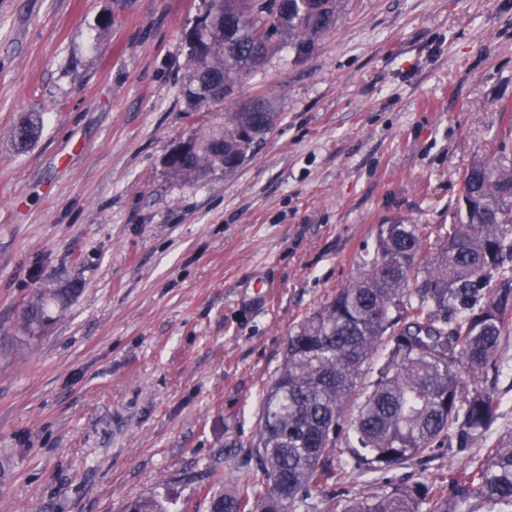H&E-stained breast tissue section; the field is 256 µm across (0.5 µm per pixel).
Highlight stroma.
<instances>
[{"label": "stroma", "mask_w": 512, "mask_h": 512, "mask_svg": "<svg viewBox=\"0 0 512 512\" xmlns=\"http://www.w3.org/2000/svg\"><path fill=\"white\" fill-rule=\"evenodd\" d=\"M203 0H0V512H208L210 471L257 478L262 393L289 336L396 219L460 217L465 172L512 158V0H336L314 49L272 53L235 97L279 120L232 177L166 158L223 111L191 107ZM40 136L18 150L29 115ZM76 294L14 343L31 294ZM479 386L512 431V335ZM488 440L310 498L379 494Z\"/></svg>", "instance_id": "stroma-1"}]
</instances>
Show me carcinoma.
Segmentation results:
<instances>
[{
    "label": "carcinoma",
    "mask_w": 512,
    "mask_h": 512,
    "mask_svg": "<svg viewBox=\"0 0 512 512\" xmlns=\"http://www.w3.org/2000/svg\"><path fill=\"white\" fill-rule=\"evenodd\" d=\"M204 0L202 26L188 35L190 70L184 94L194 107L234 98L282 44L308 53L336 22V0ZM278 113L266 101L234 104L224 122L191 136L192 149L168 164L192 178L234 175L272 133ZM42 118L23 121L24 149ZM464 213L456 224L395 220L379 228L373 258L288 339L282 363L263 392L259 434L249 456L265 480L237 483L210 501V512H308L313 490L336 475L387 473L436 448H470L496 423L499 402L476 383L499 370L502 338L512 333V159L491 154L464 175ZM68 288L33 292L21 330L31 341L63 303ZM383 354L377 376L370 362ZM350 457L336 460L340 445ZM443 482L394 484L372 496L325 503V512H512V435L483 459L450 470ZM128 512H168L146 497Z\"/></svg>",
    "instance_id": "carcinoma-1"
}]
</instances>
